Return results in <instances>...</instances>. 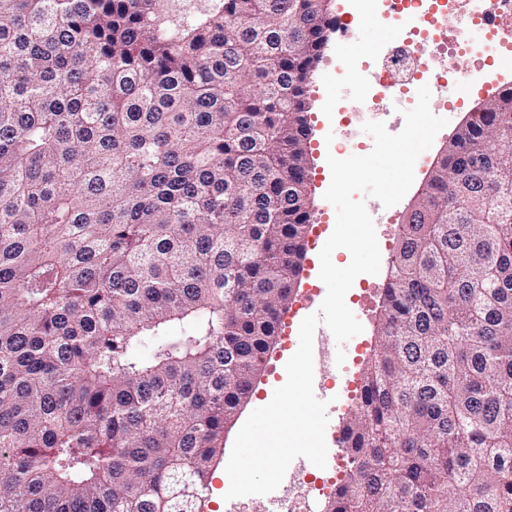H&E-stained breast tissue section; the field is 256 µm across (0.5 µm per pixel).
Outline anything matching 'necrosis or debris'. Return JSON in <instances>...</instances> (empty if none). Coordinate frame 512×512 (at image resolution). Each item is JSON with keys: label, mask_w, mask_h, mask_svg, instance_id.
Listing matches in <instances>:
<instances>
[{"label": "necrosis or debris", "mask_w": 512, "mask_h": 512, "mask_svg": "<svg viewBox=\"0 0 512 512\" xmlns=\"http://www.w3.org/2000/svg\"><path fill=\"white\" fill-rule=\"evenodd\" d=\"M368 13L383 14L394 26H410L409 43L393 46L368 74L367 107L386 111L389 102L406 103L412 86L436 79L434 112L453 111L459 88L483 80L502 53L512 49V0H365ZM481 31L473 40L472 31ZM298 463L275 512H311L324 488L310 485Z\"/></svg>", "instance_id": "obj_1"}]
</instances>
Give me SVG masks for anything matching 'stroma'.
<instances>
[{
  "label": "stroma",
  "mask_w": 512,
  "mask_h": 512,
  "mask_svg": "<svg viewBox=\"0 0 512 512\" xmlns=\"http://www.w3.org/2000/svg\"><path fill=\"white\" fill-rule=\"evenodd\" d=\"M353 29L352 39L346 42L340 40L338 32H330L309 89L311 102L309 119L312 128L309 146L310 170L312 172L310 189L315 209L312 223L316 226L322 224L324 219L332 220L336 217L334 207L324 198V193L331 182L327 157L329 154L335 153L336 140L343 132L342 127L337 126L336 121L340 113H356L357 118L351 131L357 141L367 146L372 145V137L362 130L363 124L373 118L372 113L366 111L361 101L364 80L363 67L367 62L373 61L380 43L393 42L397 37L395 29L385 28L371 21L355 22ZM340 55L348 57L352 62L349 71L341 78L336 75V58ZM502 71L501 78L480 85L477 92L461 91L455 112L449 115L447 125L438 132L431 148L423 152L421 161L416 162L414 185L410 187L398 204L387 209L379 200L366 198L365 204L369 214L381 216L389 211L396 218L395 224H379L375 227L382 261L386 262L391 258L394 252L398 223L404 222L418 194L419 185L425 183L433 163L442 154L466 114L474 111L485 99L497 96L503 89L512 87V66H503ZM383 283L384 276L380 273L376 275L362 274L354 280L346 297L350 301V310L363 327L362 333L340 346L337 345L331 332H324L321 341L313 345L314 355H323L334 360L337 351L341 350L345 353L346 361L350 362L353 361L356 354H368L375 329L379 297L376 292L369 294L364 304L361 305L357 304L356 297L365 285L369 284L376 288L382 286ZM292 354V349L288 348L285 341L282 340L277 342L273 350H270L263 370L254 382L250 399L238 414V423H245L254 409L271 401L274 391L286 381L285 365Z\"/></svg>",
  "instance_id": "stroma-1"
}]
</instances>
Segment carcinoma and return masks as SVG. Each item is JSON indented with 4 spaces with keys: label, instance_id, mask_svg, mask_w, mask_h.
Listing matches in <instances>:
<instances>
[{
    "label": "carcinoma",
    "instance_id": "cac0c4a2",
    "mask_svg": "<svg viewBox=\"0 0 512 512\" xmlns=\"http://www.w3.org/2000/svg\"><path fill=\"white\" fill-rule=\"evenodd\" d=\"M0 0V512H205L293 302L335 0ZM323 512H512V87L398 225Z\"/></svg>",
    "mask_w": 512,
    "mask_h": 512
}]
</instances>
